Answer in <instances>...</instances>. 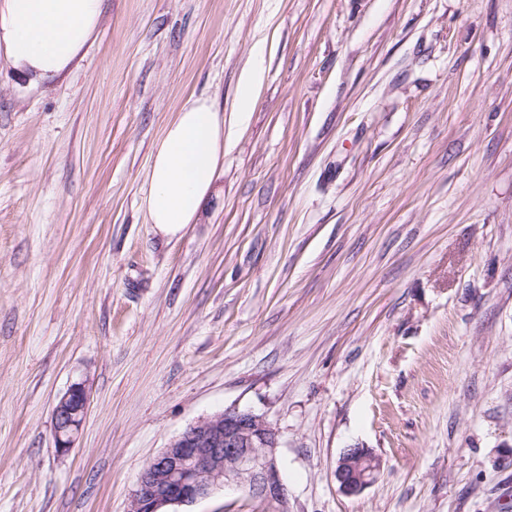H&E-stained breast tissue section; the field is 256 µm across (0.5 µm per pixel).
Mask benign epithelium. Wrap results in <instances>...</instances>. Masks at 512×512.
Segmentation results:
<instances>
[{
    "label": "benign epithelium",
    "instance_id": "benign-epithelium-1",
    "mask_svg": "<svg viewBox=\"0 0 512 512\" xmlns=\"http://www.w3.org/2000/svg\"><path fill=\"white\" fill-rule=\"evenodd\" d=\"M89 401L86 383H75L52 411L56 449L73 448ZM279 437L265 417L249 409L227 408L195 422L172 440L143 469L129 512H167L189 505L217 489L248 488L251 495L289 512L288 491L277 449ZM379 468L367 448H350L339 458L335 477L339 487L356 495L371 484Z\"/></svg>",
    "mask_w": 512,
    "mask_h": 512
}]
</instances>
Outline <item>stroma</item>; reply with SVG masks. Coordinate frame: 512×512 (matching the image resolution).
Here are the masks:
<instances>
[{
	"label": "stroma",
	"instance_id": "1",
	"mask_svg": "<svg viewBox=\"0 0 512 512\" xmlns=\"http://www.w3.org/2000/svg\"><path fill=\"white\" fill-rule=\"evenodd\" d=\"M194 97L224 163L166 237L151 154ZM233 407L277 430L289 512H512V0H108L56 81L0 59V512H128ZM354 446L380 471L348 495ZM263 78L262 69L255 65L243 72L241 76V99L238 113L239 122L244 123L248 119V113L251 112L253 105V93L255 87L261 83ZM89 401L86 383H75L58 400L52 411L53 434L56 449L67 454L73 448L75 436L80 430ZM378 468V459L372 451L355 447L339 458L334 474L346 494L356 495L375 480Z\"/></svg>",
	"mask_w": 512,
	"mask_h": 512
}]
</instances>
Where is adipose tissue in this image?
I'll list each match as a JSON object with an SVG mask.
<instances>
[{"label":"adipose tissue","instance_id":"ef3b65f1","mask_svg":"<svg viewBox=\"0 0 512 512\" xmlns=\"http://www.w3.org/2000/svg\"><path fill=\"white\" fill-rule=\"evenodd\" d=\"M106 0H0V53L17 75L49 82L87 53ZM224 160V116L205 97L188 100L153 151L144 208L166 236L194 223Z\"/></svg>","mask_w":512,"mask_h":512}]
</instances>
